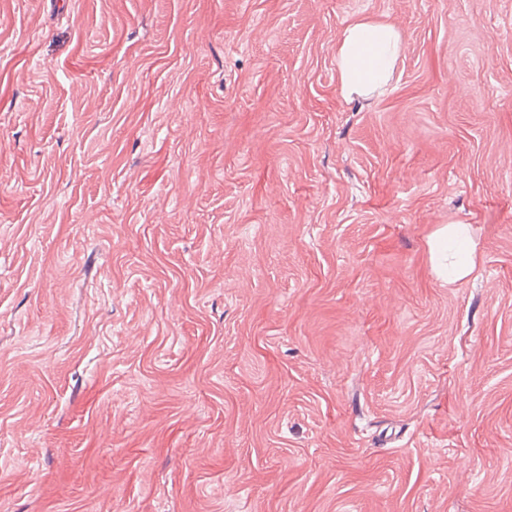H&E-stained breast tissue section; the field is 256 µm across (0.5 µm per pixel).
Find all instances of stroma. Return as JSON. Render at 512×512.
<instances>
[{"label":"stroma","instance_id":"35a3bbf8","mask_svg":"<svg viewBox=\"0 0 512 512\" xmlns=\"http://www.w3.org/2000/svg\"><path fill=\"white\" fill-rule=\"evenodd\" d=\"M0 171V512H512V0H0ZM402 49L395 26L366 17L350 22L334 49L341 95L350 100L379 95L391 81ZM429 251L437 278L448 283L469 277L477 265L475 245L465 224H442L431 235Z\"/></svg>","mask_w":512,"mask_h":512}]
</instances>
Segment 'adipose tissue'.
<instances>
[{
	"instance_id": "adipose-tissue-1",
	"label": "adipose tissue",
	"mask_w": 512,
	"mask_h": 512,
	"mask_svg": "<svg viewBox=\"0 0 512 512\" xmlns=\"http://www.w3.org/2000/svg\"><path fill=\"white\" fill-rule=\"evenodd\" d=\"M402 36L393 25L374 18H358L343 30L334 49L337 87L344 98L379 95L389 84L402 53ZM437 278L457 282L477 265L474 244L463 224L440 225L429 240Z\"/></svg>"
}]
</instances>
